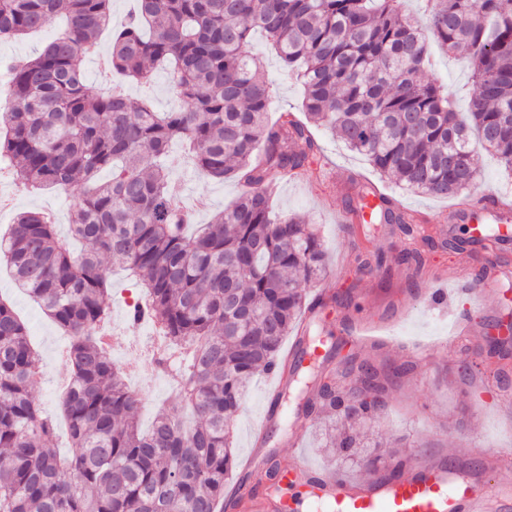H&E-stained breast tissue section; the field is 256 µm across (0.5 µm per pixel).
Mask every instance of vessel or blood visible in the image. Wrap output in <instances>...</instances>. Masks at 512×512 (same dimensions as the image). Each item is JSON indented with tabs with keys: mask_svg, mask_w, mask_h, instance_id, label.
Returning a JSON list of instances; mask_svg holds the SVG:
<instances>
[{
	"mask_svg": "<svg viewBox=\"0 0 512 512\" xmlns=\"http://www.w3.org/2000/svg\"><path fill=\"white\" fill-rule=\"evenodd\" d=\"M448 221L465 225L471 244L486 241L493 226L498 229V243H512V203L486 196L477 203L453 207ZM323 358L322 347L298 341L288 354L293 364ZM293 377L289 370L270 373L267 412L255 432L252 462L245 467V478L226 495L232 512H300L307 499L335 504L338 512H512V491L499 480L501 473L512 470V448L486 456L474 477L460 473L453 448L448 461L413 463L406 476L395 482L339 480L307 462L278 465L266 446L280 413V396ZM283 487L290 489L289 497L277 496V489Z\"/></svg>",
	"mask_w": 512,
	"mask_h": 512,
	"instance_id": "vessel-or-blood-1",
	"label": "vessel or blood"
}]
</instances>
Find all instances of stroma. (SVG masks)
I'll return each instance as SVG.
<instances>
[{"label": "stroma", "mask_w": 512, "mask_h": 512, "mask_svg": "<svg viewBox=\"0 0 512 512\" xmlns=\"http://www.w3.org/2000/svg\"><path fill=\"white\" fill-rule=\"evenodd\" d=\"M254 48L263 55L261 73L272 85L271 117L285 111L299 112L302 87L288 73L284 63L267 49L262 36H255ZM433 66L423 77L446 86L456 98V110L467 114L466 92L469 70L466 62L450 57L439 49L431 51ZM127 93L134 98L152 102L161 112L179 109L182 105L170 90L165 71H155L149 82L129 81ZM321 153L316 162L322 171L320 181L307 176L276 179L271 187L277 211L299 214L315 225L327 254V273L315 286V293L330 296L346 295L341 304L325 307L319 334L327 346L333 347L337 371H344L343 359L353 354L378 366L397 367L413 363L412 371L396 378L390 388L388 406L373 425L375 435L387 441L402 440L410 458L440 454L448 446L457 448L458 463L477 469L487 452L512 447V414L494 407L496 394L503 391V378L512 379V339H502L503 328L512 325V282L502 286L497 299L487 301L479 309L471 308L463 294L462 278L456 268L474 272L485 267L490 254L482 247L468 246L460 251L448 250L447 224L438 222V215L450 207L447 199L434 198L402 190L382 177L368 160L351 151L328 130L313 128ZM169 179L177 195L186 205L205 199L204 208L195 212V223L206 224L213 216L232 204L240 192L236 181L199 178L181 143H173L168 158ZM373 184L398 201L400 208L424 217L431 228L432 247L426 250L424 266L391 265L390 269L366 271L370 257L367 246L396 256L407 247L408 240L398 225H378L373 241L351 236L342 227L340 218L350 202L356 201L365 184ZM81 192L72 187L69 194L53 190H18L7 171H0V236L7 233L19 213L35 210L54 212L58 218L56 231L66 235L70 212ZM500 262L512 265V247L494 254ZM436 270L448 271L443 281L451 302L446 308L429 310L421 298L433 281ZM138 286L121 268H113L110 277L109 302L112 325L141 342L154 341L152 323L134 324L126 314L129 298L137 295ZM0 299L6 301L25 323L38 354L42 376L34 383L33 394L43 411L59 412L63 384L70 374L66 363L70 340L28 296L20 293L5 262H0ZM363 322L369 331L387 337V344L359 347L337 345L330 325L341 319ZM473 322L474 340L470 349L455 347L439 349L441 339L451 335L457 320ZM126 377L151 374L152 379L140 389L143 399L139 414L141 427H149L157 410L168 402L175 390L169 375L153 371L151 364L131 350L116 361ZM270 386L267 376H255L249 386L239 413L232 419L234 447L238 460H245L252 444L251 435L264 415L265 394Z\"/></svg>", "instance_id": "obj_1"}]
</instances>
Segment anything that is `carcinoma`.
<instances>
[{
	"label": "carcinoma",
	"mask_w": 512,
	"mask_h": 512,
	"mask_svg": "<svg viewBox=\"0 0 512 512\" xmlns=\"http://www.w3.org/2000/svg\"><path fill=\"white\" fill-rule=\"evenodd\" d=\"M111 2L0 0V41L64 24L39 55L8 65L0 162L29 190L82 187L70 222L80 251L37 211L17 216L0 251L17 286L70 337L74 380L61 401L71 438L61 456L55 423L32 395L39 366L28 330L0 301V512H218L238 468L230 420L248 383L286 365L283 337L324 304L301 287L326 273L323 242L303 218L276 213L268 192L320 154L308 122L420 194L469 193L480 176L476 142L512 172V0H424L420 21L401 0H137L112 32V89L91 94L82 65L99 49ZM257 30L301 82L306 119L282 112L268 123ZM432 40L470 64L467 121L448 91L420 78ZM157 68L181 110L155 112L125 93L121 79L147 82ZM174 140L189 145L203 177L242 186L194 236L161 163ZM383 218L416 232L389 200L372 214ZM114 264L145 288L135 315L188 350L175 402L145 433L141 401L100 336ZM354 370L363 393L326 383L303 405L324 421L339 475L368 447L356 425L376 420L389 399V376L366 362ZM365 463L399 477L409 459L391 449Z\"/></svg>",
	"instance_id": "1"
}]
</instances>
